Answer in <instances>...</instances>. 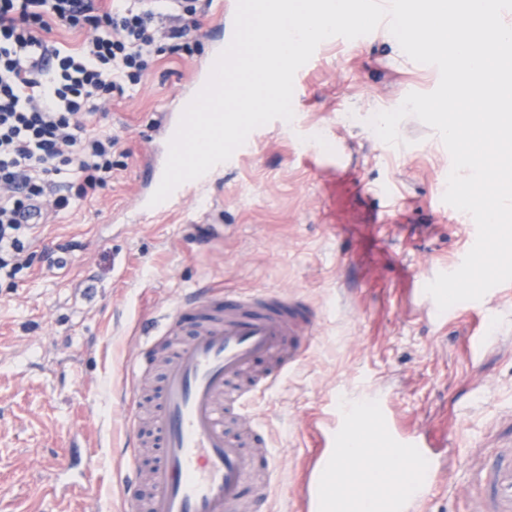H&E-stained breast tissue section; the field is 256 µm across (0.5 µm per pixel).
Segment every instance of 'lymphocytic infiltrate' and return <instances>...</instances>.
I'll return each instance as SVG.
<instances>
[{
	"label": "lymphocytic infiltrate",
	"instance_id": "1",
	"mask_svg": "<svg viewBox=\"0 0 512 512\" xmlns=\"http://www.w3.org/2000/svg\"><path fill=\"white\" fill-rule=\"evenodd\" d=\"M212 0H0V280L62 266L77 240L36 248L47 224L112 182L120 139L100 123L154 62L160 41L187 51ZM84 33L78 47L58 29Z\"/></svg>",
	"mask_w": 512,
	"mask_h": 512
}]
</instances>
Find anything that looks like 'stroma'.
<instances>
[{
    "label": "stroma",
    "instance_id": "obj_1",
    "mask_svg": "<svg viewBox=\"0 0 512 512\" xmlns=\"http://www.w3.org/2000/svg\"><path fill=\"white\" fill-rule=\"evenodd\" d=\"M223 2L202 17L192 55L160 45L148 75L113 98L106 124L125 167L39 240L81 249L0 283V512H123L133 472L120 422L138 399L128 367L177 299L204 286L293 293L318 320L299 365L251 408L276 459L275 476L258 473L275 482L260 512H293L290 488L325 451L316 418L378 382L400 423L432 435L447 459L418 512H473L481 476L512 453V339L474 361L469 308L454 306L440 329L419 315L410 271L454 265L472 217L442 200L451 156L436 132L410 116L392 146L363 122L433 91V70L381 29L332 39L303 74L292 121L254 129L248 149L159 214L135 209L140 165L162 156L161 112L223 41L218 21H233ZM340 144L351 166L330 165ZM74 448L89 492L49 505Z\"/></svg>",
    "mask_w": 512,
    "mask_h": 512
}]
</instances>
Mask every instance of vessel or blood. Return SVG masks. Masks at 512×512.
I'll return each mask as SVG.
<instances>
[{"label": "vessel or blood", "instance_id": "vessel-or-blood-1", "mask_svg": "<svg viewBox=\"0 0 512 512\" xmlns=\"http://www.w3.org/2000/svg\"><path fill=\"white\" fill-rule=\"evenodd\" d=\"M163 172L157 163L144 167L148 192L138 200L140 212H149V194ZM314 328L315 314L303 300L270 289L216 298L198 288L176 302L159 338L136 358V371L159 362L163 374L148 412L150 436L140 434L139 410L125 418L130 458L145 448L155 451L153 465L134 481L129 512H247L243 491L254 456H262L270 468L275 457L263 443L256 452H246L243 441L227 431L224 416L232 414L244 427H254L250 405L297 365ZM374 405L379 418L373 426L339 409L323 416L336 462L311 464L294 493L299 512H358L364 496L373 500L372 512H413L416 502L429 495L443 465L430 458L428 439L395 427L386 395H377ZM348 428L358 429L367 446L429 457L427 478L413 480L405 469L377 459L372 463L376 480L367 483L364 469L341 440ZM488 480L493 512H512V461L491 464Z\"/></svg>", "mask_w": 512, "mask_h": 512}]
</instances>
